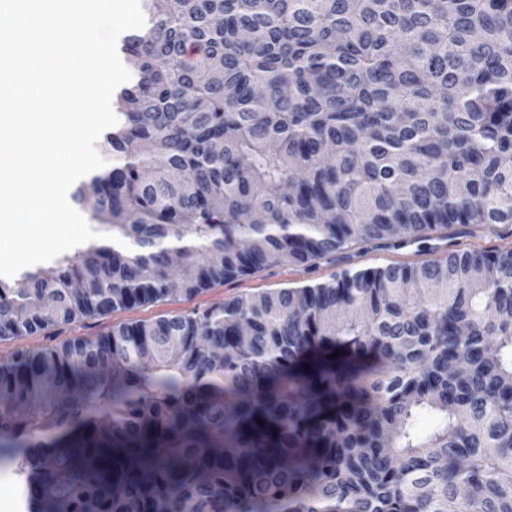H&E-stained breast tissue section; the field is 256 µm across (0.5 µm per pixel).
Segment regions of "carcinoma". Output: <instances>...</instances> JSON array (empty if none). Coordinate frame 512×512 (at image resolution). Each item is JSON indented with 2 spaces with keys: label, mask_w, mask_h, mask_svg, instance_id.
<instances>
[{
  "label": "carcinoma",
  "mask_w": 512,
  "mask_h": 512,
  "mask_svg": "<svg viewBox=\"0 0 512 512\" xmlns=\"http://www.w3.org/2000/svg\"><path fill=\"white\" fill-rule=\"evenodd\" d=\"M145 16L119 48L117 163L73 194L127 247L0 279V341L175 284L192 299L355 244L512 224V0H145ZM1 462L36 512H512V249L17 350Z\"/></svg>",
  "instance_id": "carcinoma-1"
}]
</instances>
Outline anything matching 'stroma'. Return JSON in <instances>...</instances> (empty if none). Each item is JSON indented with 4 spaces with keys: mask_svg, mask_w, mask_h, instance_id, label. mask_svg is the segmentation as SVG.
I'll use <instances>...</instances> for the list:
<instances>
[{
    "mask_svg": "<svg viewBox=\"0 0 512 512\" xmlns=\"http://www.w3.org/2000/svg\"><path fill=\"white\" fill-rule=\"evenodd\" d=\"M480 247L488 251L512 247V224L455 226L451 236L434 235L424 243L402 246H376L361 244L347 250L343 259L329 262L321 260L307 268L271 265L242 279L217 284L193 299L174 296L167 301L112 312L66 326L52 336H19L0 342V362L7 360L19 348L40 350L62 344L75 338H93L111 329L112 325L134 321H151L163 314L184 312L196 307L226 301L289 286L318 284L330 281L343 270L357 271L387 266L421 265L447 254L453 249Z\"/></svg>",
    "mask_w": 512,
    "mask_h": 512,
    "instance_id": "1",
    "label": "stroma"
}]
</instances>
